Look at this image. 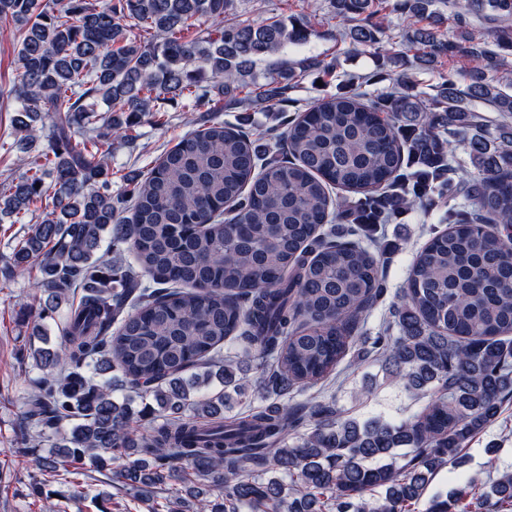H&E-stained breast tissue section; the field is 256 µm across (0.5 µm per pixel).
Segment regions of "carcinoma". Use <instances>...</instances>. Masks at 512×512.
<instances>
[{"instance_id":"obj_1","label":"carcinoma","mask_w":512,"mask_h":512,"mask_svg":"<svg viewBox=\"0 0 512 512\" xmlns=\"http://www.w3.org/2000/svg\"><path fill=\"white\" fill-rule=\"evenodd\" d=\"M236 2L0 0V22L19 33L0 101L17 102L10 126L24 169L0 183V223L52 205L4 271L36 265L47 292L31 315L42 375L19 436L53 451L32 486L79 463L112 470L147 500L170 492L154 512H472L477 501L512 512L511 472L487 491L426 498L437 471L512 401V127L491 129L476 109L512 117V73L497 54L512 52V0H451L450 35L433 26L437 0H330L355 46L381 43L379 13L401 15L405 50L382 53L393 91L322 99L264 145L214 122L112 194V145L134 141L160 101L268 111L305 74L332 73L316 57L282 59L259 82L258 63L313 29L228 22ZM473 15L494 23L498 50L475 41ZM410 52L438 72L433 93L417 91ZM452 57L470 65L441 70ZM456 138L469 162L454 167ZM459 196L467 210L448 207V229L417 254L394 320L372 339L419 410L360 422L314 396L293 401L336 373L386 291L372 227ZM120 244L131 258L115 265ZM49 319L56 348L45 347ZM253 360L266 403L226 421V390L247 401L238 365ZM112 371L151 403L136 411L115 398L101 379Z\"/></svg>"}]
</instances>
